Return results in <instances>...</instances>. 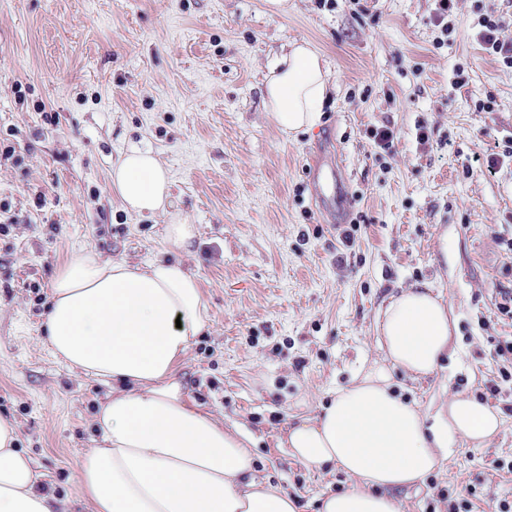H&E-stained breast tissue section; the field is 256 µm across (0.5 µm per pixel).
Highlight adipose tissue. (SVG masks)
Masks as SVG:
<instances>
[{
  "label": "adipose tissue",
  "instance_id": "ef3b65f1",
  "mask_svg": "<svg viewBox=\"0 0 512 512\" xmlns=\"http://www.w3.org/2000/svg\"><path fill=\"white\" fill-rule=\"evenodd\" d=\"M264 88L267 115L282 133L320 124L328 71L308 43L274 59ZM112 181L126 211L165 213L171 182L151 149L124 153ZM207 323L199 281L181 261H105L87 249L57 272L44 322L49 350L112 385L94 416L99 444L75 463L89 512H299L297 498L258 476L249 438L185 393L178 366ZM455 329L442 298L401 290L378 326L382 362L289 426L296 461L333 465L351 481L322 496L318 512H398L392 489L422 481L456 440L481 446L498 432L501 414L487 404L449 397L429 426L393 388L392 370L414 379L435 373ZM18 442L16 423L0 417V512H68L43 490Z\"/></svg>",
  "mask_w": 512,
  "mask_h": 512
}]
</instances>
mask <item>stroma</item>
Listing matches in <instances>:
<instances>
[{
  "mask_svg": "<svg viewBox=\"0 0 512 512\" xmlns=\"http://www.w3.org/2000/svg\"><path fill=\"white\" fill-rule=\"evenodd\" d=\"M0 0V415L45 486L79 503L77 457L109 384L71 370L43 343L57 270L81 249L146 263L177 257L171 216L195 225L185 266L209 322L178 374L202 409L254 439L258 474L301 512L349 478L293 459L286 428L381 357L375 325L400 289L428 287L457 320L453 354L432 376L393 372L396 392L433 417L449 396L478 397L512 338L496 305L512 296V154L496 175L477 155L512 141V68L475 35L512 0H460L455 30L433 0ZM295 41L320 54L330 96L313 131L288 137L267 116L264 79ZM465 85H457V74ZM494 100L493 111L478 105ZM390 126L392 151L372 132ZM426 126L427 142L417 137ZM171 179L166 214L119 205L112 168L131 146ZM340 155L350 246L313 192L310 159ZM489 406L503 424L487 445L461 441L399 512H448L465 488L475 512L512 502V382Z\"/></svg>",
  "mask_w": 512,
  "mask_h": 512,
  "instance_id": "1",
  "label": "stroma"
}]
</instances>
